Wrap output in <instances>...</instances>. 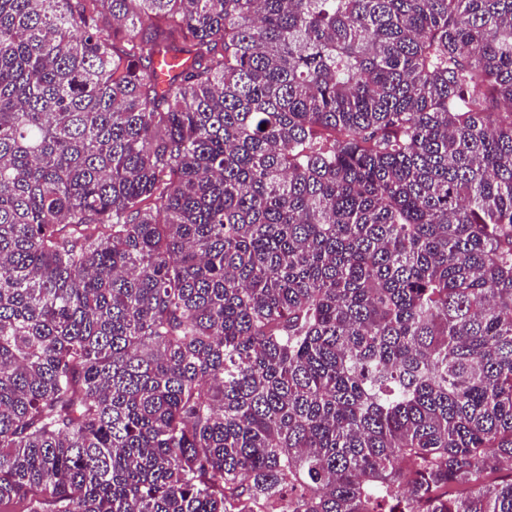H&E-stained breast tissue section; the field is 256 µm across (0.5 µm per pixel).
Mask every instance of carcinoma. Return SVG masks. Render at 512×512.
I'll list each match as a JSON object with an SVG mask.
<instances>
[{"instance_id": "obj_1", "label": "carcinoma", "mask_w": 512, "mask_h": 512, "mask_svg": "<svg viewBox=\"0 0 512 512\" xmlns=\"http://www.w3.org/2000/svg\"><path fill=\"white\" fill-rule=\"evenodd\" d=\"M9 508L512 512V0H0Z\"/></svg>"}]
</instances>
